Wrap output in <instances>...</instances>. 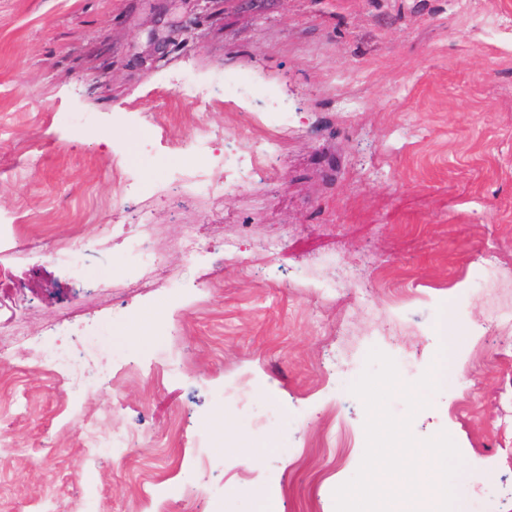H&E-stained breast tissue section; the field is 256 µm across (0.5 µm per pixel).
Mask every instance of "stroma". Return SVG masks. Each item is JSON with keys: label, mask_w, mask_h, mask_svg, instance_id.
<instances>
[{"label": "stroma", "mask_w": 512, "mask_h": 512, "mask_svg": "<svg viewBox=\"0 0 512 512\" xmlns=\"http://www.w3.org/2000/svg\"><path fill=\"white\" fill-rule=\"evenodd\" d=\"M190 21L197 39L157 52L152 32ZM222 70L270 100L225 102ZM184 73L209 107L175 96ZM273 101L277 157L235 188ZM203 129L220 197L183 181ZM125 174L142 191L120 194ZM145 213L178 276L105 294L104 268L124 272L112 227ZM189 226L209 259L174 248ZM0 268V320L89 377L77 397L29 348L0 359V512H335L365 451L350 386L369 350L415 383L445 317L475 403L439 387L411 432L455 441L463 512H512V0H0ZM87 415L128 446L88 447Z\"/></svg>", "instance_id": "stroma-1"}]
</instances>
